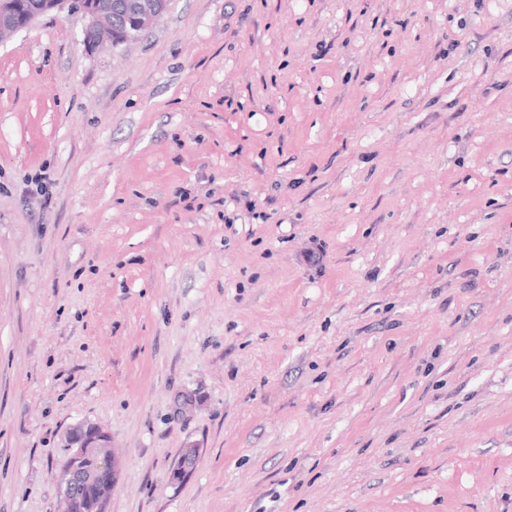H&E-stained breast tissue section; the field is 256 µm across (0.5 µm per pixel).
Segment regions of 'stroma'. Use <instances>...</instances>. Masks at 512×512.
Segmentation results:
<instances>
[{"mask_svg": "<svg viewBox=\"0 0 512 512\" xmlns=\"http://www.w3.org/2000/svg\"><path fill=\"white\" fill-rule=\"evenodd\" d=\"M84 25L0 42V512L81 422L106 512H512V0Z\"/></svg>", "mask_w": 512, "mask_h": 512, "instance_id": "35a3bbf8", "label": "stroma"}]
</instances>
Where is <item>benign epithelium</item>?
<instances>
[{
	"label": "benign epithelium",
	"mask_w": 512,
	"mask_h": 512,
	"mask_svg": "<svg viewBox=\"0 0 512 512\" xmlns=\"http://www.w3.org/2000/svg\"><path fill=\"white\" fill-rule=\"evenodd\" d=\"M165 10L166 0H0V41L43 14L67 11L87 19L83 39L95 50L105 41L118 45L137 40ZM66 448L69 455L59 482L62 512H76L84 502L93 512H105L118 475L107 433L96 424H77L67 432ZM195 463V452L186 453L173 469L172 481H182Z\"/></svg>",
	"instance_id": "7a95c632"
}]
</instances>
